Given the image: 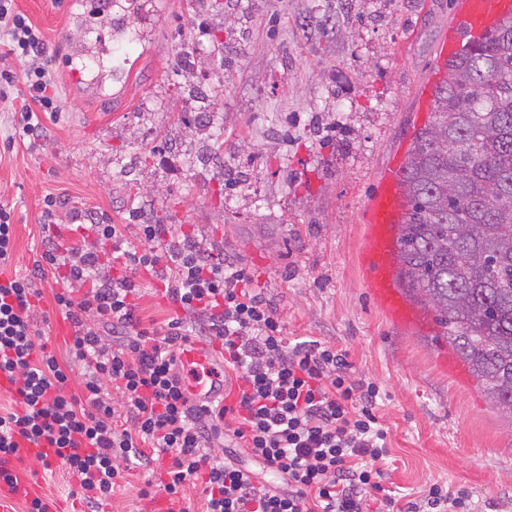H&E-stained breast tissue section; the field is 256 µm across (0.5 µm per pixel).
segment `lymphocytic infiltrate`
<instances>
[{
	"label": "lymphocytic infiltrate",
	"instance_id": "1",
	"mask_svg": "<svg viewBox=\"0 0 512 512\" xmlns=\"http://www.w3.org/2000/svg\"><path fill=\"white\" fill-rule=\"evenodd\" d=\"M0 0V97L24 82L30 102L15 125L39 138L40 113L60 108L51 75L16 74L12 61L41 55V31ZM85 236L42 242L30 272L0 276V374L10 406L0 409V481H11L20 444L50 448L78 480L86 512H98L125 472L142 469V496L182 504L188 483L203 480V512H462L463 493L432 484L422 499L385 493L388 432L379 421V388L354 379L346 351L319 341L289 345L276 310L248 288V274L207 252L177 225L100 224L85 214ZM145 243L131 250L128 233ZM111 248L118 275L102 272ZM164 284L174 313L144 320L140 277ZM63 285L56 308L72 328L70 359L59 363L37 327L36 303L49 276ZM220 340L231 400L193 405L182 388L177 352L188 340ZM80 389L71 392L72 374ZM120 402H113L111 390ZM168 456L155 478L158 455ZM274 475L260 481L251 463Z\"/></svg>",
	"mask_w": 512,
	"mask_h": 512
}]
</instances>
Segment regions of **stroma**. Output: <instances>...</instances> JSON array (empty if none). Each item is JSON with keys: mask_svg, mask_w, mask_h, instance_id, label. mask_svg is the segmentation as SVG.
Segmentation results:
<instances>
[{"mask_svg": "<svg viewBox=\"0 0 512 512\" xmlns=\"http://www.w3.org/2000/svg\"><path fill=\"white\" fill-rule=\"evenodd\" d=\"M88 0H16L40 28L61 108L47 139L5 145L26 88L0 99V205L16 249L4 274L40 258L46 196L65 240L92 211L107 224L181 225L242 267L276 309L290 344L327 341L356 376L375 382L389 432L386 490L415 498L439 483L464 492L471 512H512V416L487 401L449 346L433 310L400 322L365 283L368 205L383 176L405 162L431 124L444 64L440 46L458 0H139L127 41L101 15L103 41L82 29ZM198 66L177 73L183 45ZM92 57L91 74L77 76ZM197 141L221 155L215 169L181 152ZM43 285L40 328L59 361L70 333ZM133 471L103 512H168L143 498ZM65 466L37 469L34 493L80 512Z\"/></svg>", "mask_w": 512, "mask_h": 512, "instance_id": "1", "label": "stroma"}]
</instances>
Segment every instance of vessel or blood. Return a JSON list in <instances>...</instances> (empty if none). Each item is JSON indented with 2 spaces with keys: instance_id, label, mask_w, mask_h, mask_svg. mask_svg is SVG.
Segmentation results:
<instances>
[{
  "instance_id": "obj_1",
  "label": "vessel or blood",
  "mask_w": 512,
  "mask_h": 512,
  "mask_svg": "<svg viewBox=\"0 0 512 512\" xmlns=\"http://www.w3.org/2000/svg\"><path fill=\"white\" fill-rule=\"evenodd\" d=\"M459 25L450 29L444 40L441 53L450 57L460 48L462 36L477 39L501 23L512 19V0H459ZM402 170L392 167L384 176L386 188L375 198L371 206L370 248L378 256H386L396 246L395 229L403 220L405 201L400 180ZM368 286L373 295L386 305L397 319L408 318L393 283L389 267L378 266ZM178 365L183 373L182 383L187 395L194 403L203 404L223 397L225 389L224 363L207 346L195 341L182 345L178 354ZM17 487L0 484V512H11L16 493L27 490L31 476L27 470H16Z\"/></svg>"
}]
</instances>
